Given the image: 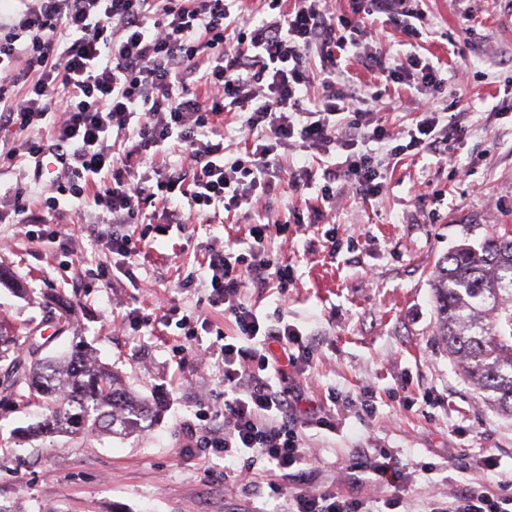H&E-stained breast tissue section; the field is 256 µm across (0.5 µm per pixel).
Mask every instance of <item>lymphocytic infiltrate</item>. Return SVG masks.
Returning <instances> with one entry per match:
<instances>
[{"label":"lymphocytic infiltrate","mask_w":512,"mask_h":512,"mask_svg":"<svg viewBox=\"0 0 512 512\" xmlns=\"http://www.w3.org/2000/svg\"><path fill=\"white\" fill-rule=\"evenodd\" d=\"M239 0H23L0 32V119L26 137L0 150V162L38 158L45 148L33 130L50 122L57 147H68L70 164L49 209L71 196L113 223L108 250L121 261L140 253L136 230L149 207L161 206L167 223L214 220L221 212L254 214L268 195L290 151L330 159L323 171L322 204H333V185L343 180L361 198L380 195L383 163L405 149L446 158L449 140L461 124H445L423 110L406 130L409 142L392 145L380 124L379 94L345 92L350 81L338 62L359 54L358 15H382L386 25L407 37L419 36L420 0H353L351 14L336 12L331 0H259L251 14ZM319 66H311V58ZM386 81L413 86L424 96L440 92L445 80L433 62L415 53L382 66ZM24 87L15 100L16 87ZM322 96L303 101L310 88ZM245 113L242 156L224 158V115ZM384 146V157L369 143ZM189 151L185 168L143 170L147 151L175 147ZM94 193H87V186ZM189 197L188 209L176 207ZM287 225L256 221L247 251L211 250L209 301L223 308L238 330L220 349L224 365V426L196 434L197 447L264 462L269 473L285 472L305 460L301 415L303 389L285 387L302 374L301 334L291 325L265 324L242 294L277 284L287 290L288 266L271 259L269 239ZM280 345L268 355L269 341ZM274 370L282 387L262 373ZM351 468L401 488L403 471L387 454L355 449ZM271 492L288 500V512H368L356 494L332 490L288 492L270 482ZM438 512H512V492L488 494L463 483Z\"/></svg>","instance_id":"obj_1"}]
</instances>
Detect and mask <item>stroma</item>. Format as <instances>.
Wrapping results in <instances>:
<instances>
[{
  "mask_svg": "<svg viewBox=\"0 0 512 512\" xmlns=\"http://www.w3.org/2000/svg\"><path fill=\"white\" fill-rule=\"evenodd\" d=\"M425 31L416 46L374 20L377 51L426 56L449 80L434 107L466 115V130L448 143L456 162L407 152L385 174L383 191L366 200L344 189L336 205L321 208L323 179L295 192L292 173L313 166L305 152L288 156L266 197L268 215L288 227L269 252L288 265L292 283L245 289L261 319L284 316L314 357L299 378L309 409L337 395L335 430H302L312 490L347 492L355 448H382L403 467L405 512H431L456 485L473 480L498 493L512 479V417L488 408L455 369L435 334L430 276L436 261L464 244L512 229V0H423ZM352 88L371 87L387 103L379 114L402 131L418 116L414 87L386 82L371 63L341 57ZM47 186L32 160L0 167V267L23 280L24 290L0 285V324L14 338L45 336L48 353L80 342L144 397L161 401L159 420L125 437L26 436L44 411L0 409V512H287L272 496L269 473L256 465L251 483L237 481L236 463L202 455L190 427L223 424V369L201 364L194 350L220 347L236 326L211 307L205 287L208 248L246 247L248 218L238 215L184 229L155 219L128 274L99 277L111 266L101 240L112 231L99 212L76 213L70 197L48 212ZM28 216L49 219L59 238L25 235L10 203ZM337 248L322 245L326 231ZM63 299L70 328L56 334L48 306ZM206 319L197 335L164 325L161 307ZM370 397L373 416L359 400ZM499 467L472 475L485 449Z\"/></svg>",
  "mask_w": 512,
  "mask_h": 512,
  "instance_id": "obj_1",
  "label": "stroma"
}]
</instances>
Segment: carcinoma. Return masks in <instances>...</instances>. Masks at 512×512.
Wrapping results in <instances>:
<instances>
[{"instance_id":"carcinoma-1","label":"carcinoma","mask_w":512,"mask_h":512,"mask_svg":"<svg viewBox=\"0 0 512 512\" xmlns=\"http://www.w3.org/2000/svg\"><path fill=\"white\" fill-rule=\"evenodd\" d=\"M436 335L461 375L491 408L512 416V235L487 238L440 258L431 277ZM19 357L13 337L0 330V385L18 403H41L49 418L33 433L127 436L160 409L127 389L98 364L91 350L37 355L28 336Z\"/></svg>"}]
</instances>
